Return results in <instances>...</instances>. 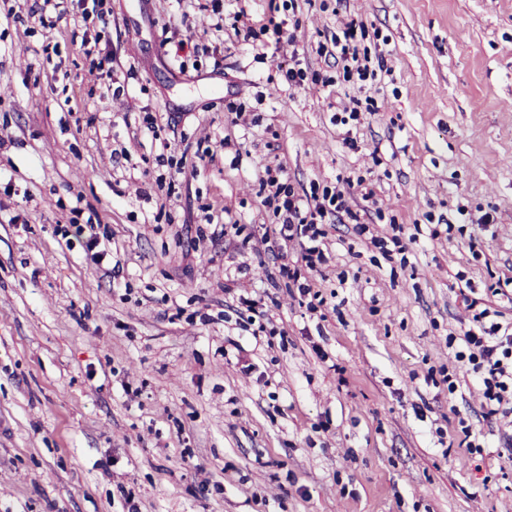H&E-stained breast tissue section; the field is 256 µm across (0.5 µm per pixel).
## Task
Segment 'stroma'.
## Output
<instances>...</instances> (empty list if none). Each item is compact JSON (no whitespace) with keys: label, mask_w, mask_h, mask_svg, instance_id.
<instances>
[{"label":"stroma","mask_w":512,"mask_h":512,"mask_svg":"<svg viewBox=\"0 0 512 512\" xmlns=\"http://www.w3.org/2000/svg\"><path fill=\"white\" fill-rule=\"evenodd\" d=\"M212 6L101 0L48 58L0 0V512H512L456 358L512 325V0ZM270 171L342 196L315 269Z\"/></svg>","instance_id":"obj_1"}]
</instances>
